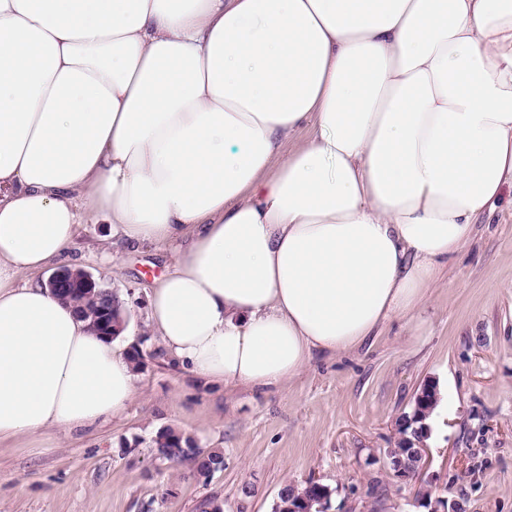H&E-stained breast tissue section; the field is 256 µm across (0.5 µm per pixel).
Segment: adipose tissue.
Listing matches in <instances>:
<instances>
[{"label":"adipose tissue","instance_id":"1","mask_svg":"<svg viewBox=\"0 0 512 512\" xmlns=\"http://www.w3.org/2000/svg\"><path fill=\"white\" fill-rule=\"evenodd\" d=\"M510 182L512 0H0V440L135 396L39 277L81 221L187 240L156 335L268 387L413 319Z\"/></svg>","mask_w":512,"mask_h":512}]
</instances>
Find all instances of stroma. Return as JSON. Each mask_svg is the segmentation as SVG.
<instances>
[{
  "mask_svg": "<svg viewBox=\"0 0 512 512\" xmlns=\"http://www.w3.org/2000/svg\"><path fill=\"white\" fill-rule=\"evenodd\" d=\"M120 265L109 268L106 254ZM175 246H123L108 224H81L63 261L126 302L144 363L127 410L106 422L0 442V512H273L287 484L327 485V512H429L397 489L387 450L396 422L425 383L444 386L448 416L428 443L439 496L465 512H512V191L432 289L415 323H388L356 351L315 355L304 371L262 391L207 384L154 335L148 292ZM173 428L224 467L159 459L151 443Z\"/></svg>",
  "mask_w": 512,
  "mask_h": 512,
  "instance_id": "1",
  "label": "stroma"
}]
</instances>
